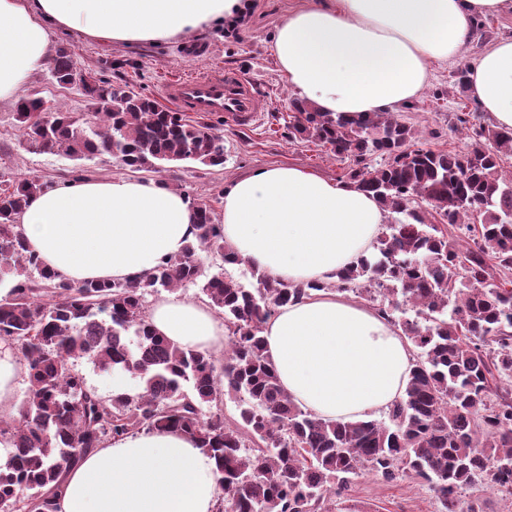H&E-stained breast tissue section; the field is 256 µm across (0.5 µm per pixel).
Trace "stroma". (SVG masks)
I'll return each mask as SVG.
<instances>
[{
    "label": "stroma",
    "instance_id": "35a3bbf8",
    "mask_svg": "<svg viewBox=\"0 0 512 512\" xmlns=\"http://www.w3.org/2000/svg\"><path fill=\"white\" fill-rule=\"evenodd\" d=\"M255 7L232 35L215 29L184 41L160 45H113L87 39L75 32H59L54 46L74 51L76 73L90 70L113 82L129 83L136 91L160 99L161 87L169 78L182 74L215 73L226 69L246 72L254 81L263 104L254 122L245 127L222 119L210 124L224 135V164L208 167L179 164L165 168L159 175L189 198L206 201L221 210L223 192L238 177L275 165H294L324 178L343 182L352 167L312 145L292 141L288 135V100L293 92L281 74L273 53L275 27L288 10L301 0H253ZM483 33L465 46L459 57L433 66L431 79L420 97L399 108L398 113L435 149H462L467 145L466 130L458 120L460 113L472 111L470 96L459 94L453 86L456 68L475 64L494 42L512 39V12L483 21ZM26 93L62 105L76 115L88 113L80 83L62 87L50 72L35 76ZM16 107L0 103V176L15 179L36 176L50 186L84 178H108L123 175V168L107 155L75 161L51 151H39L25 143L15 118ZM87 383L103 398H111L115 385H126L138 393V379L123 372L103 371L88 359L75 362ZM336 512H443L434 492L423 482L401 477L386 482L366 475L358 478L344 499L336 503Z\"/></svg>",
    "mask_w": 512,
    "mask_h": 512
}]
</instances>
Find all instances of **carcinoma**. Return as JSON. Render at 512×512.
<instances>
[{
	"mask_svg": "<svg viewBox=\"0 0 512 512\" xmlns=\"http://www.w3.org/2000/svg\"><path fill=\"white\" fill-rule=\"evenodd\" d=\"M51 77L74 82L73 51L57 48ZM89 121L41 97L16 118L32 146L80 160L120 153L131 171L174 162L224 165V136L161 107L127 84L82 83ZM289 134L354 161L351 182L387 213L374 252L332 282L288 284L254 270L256 286L204 275L198 252L240 264L211 205L194 240L150 273L74 283L28 251L19 215L48 189L36 176L0 188V339L28 368L25 400L0 418L11 450L0 462V512H57L64 476L85 454L141 431L179 430L216 460L217 512H335L332 498L364 474L427 482L444 512H480L463 491L484 480L512 495V131L471 113L469 146L437 150L391 112L349 116L288 100ZM193 285L224 320L222 355L156 335L149 296ZM367 297L401 331L413 356L404 396L386 418L327 422L281 387L264 351L265 321L318 292ZM409 317H396L399 305ZM129 373L141 391L102 398L74 361ZM238 416L224 414V395Z\"/></svg>",
	"mask_w": 512,
	"mask_h": 512,
	"instance_id": "obj_1",
	"label": "carcinoma"
}]
</instances>
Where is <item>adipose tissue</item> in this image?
Instances as JSON below:
<instances>
[{"label":"adipose tissue","instance_id":"adipose-tissue-1","mask_svg":"<svg viewBox=\"0 0 512 512\" xmlns=\"http://www.w3.org/2000/svg\"><path fill=\"white\" fill-rule=\"evenodd\" d=\"M240 0H0V103L52 56L54 32L117 45L161 44L223 24ZM512 11V0H305L277 26L273 50L302 99L331 113L391 112L415 100L431 66L456 58L477 19ZM469 94L512 130V40L471 67ZM386 213L372 194L288 165L235 180L224 195V243L269 277L331 281L373 250ZM194 212L158 179H86L34 196L20 223L29 251L73 282L125 280L179 255ZM149 320L179 346L221 351L224 324L204 304L170 295ZM262 335L280 383L326 421L367 420L404 393L411 346L377 313L321 292L281 306ZM214 459L177 432H140L86 454L65 476L58 512H216Z\"/></svg>","mask_w":512,"mask_h":512}]
</instances>
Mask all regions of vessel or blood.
I'll return each instance as SVG.
<instances>
[{
	"label": "vessel or blood",
	"mask_w": 512,
	"mask_h": 512,
	"mask_svg": "<svg viewBox=\"0 0 512 512\" xmlns=\"http://www.w3.org/2000/svg\"><path fill=\"white\" fill-rule=\"evenodd\" d=\"M164 97L185 114L225 117L240 126L249 125L261 110L253 82L235 69L171 78L164 87Z\"/></svg>",
	"instance_id": "1"
}]
</instances>
